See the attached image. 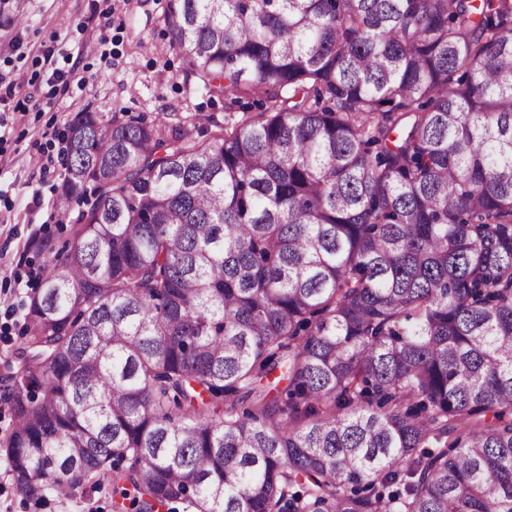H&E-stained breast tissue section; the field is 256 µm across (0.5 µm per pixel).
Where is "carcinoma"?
<instances>
[{
    "label": "carcinoma",
    "instance_id": "carcinoma-1",
    "mask_svg": "<svg viewBox=\"0 0 512 512\" xmlns=\"http://www.w3.org/2000/svg\"><path fill=\"white\" fill-rule=\"evenodd\" d=\"M243 119L78 112L0 377L16 490L113 512H512V0H168ZM285 369L272 397L264 379Z\"/></svg>",
    "mask_w": 512,
    "mask_h": 512
}]
</instances>
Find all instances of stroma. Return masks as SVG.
<instances>
[{
    "label": "stroma",
    "mask_w": 512,
    "mask_h": 512,
    "mask_svg": "<svg viewBox=\"0 0 512 512\" xmlns=\"http://www.w3.org/2000/svg\"><path fill=\"white\" fill-rule=\"evenodd\" d=\"M21 4L24 24L0 15V76L27 71L33 84L0 104V367L9 360L24 327L27 305L39 286L48 253L69 250L81 207L57 204L62 167L45 147L46 134L66 138L84 109L113 120H152L165 113L170 125L196 122V142L209 141L256 109L227 111L183 71L169 48L167 0H7ZM58 46L53 66L42 51ZM78 66L82 84L50 83L53 68ZM40 240L48 252L33 248ZM0 512H112V488L64 496L46 503L25 500L0 457Z\"/></svg>",
    "instance_id": "35a3bbf8"
}]
</instances>
